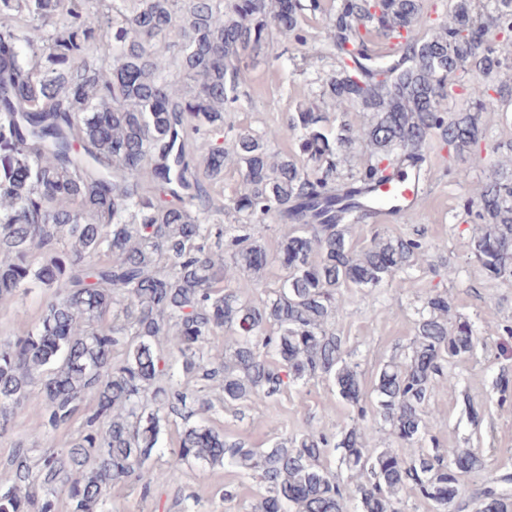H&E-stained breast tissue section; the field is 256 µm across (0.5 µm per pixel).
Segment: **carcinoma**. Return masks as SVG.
Wrapping results in <instances>:
<instances>
[{"label": "carcinoma", "mask_w": 512, "mask_h": 512, "mask_svg": "<svg viewBox=\"0 0 512 512\" xmlns=\"http://www.w3.org/2000/svg\"><path fill=\"white\" fill-rule=\"evenodd\" d=\"M317 9L318 0H0V300L32 288L51 297L31 331L0 343V422L35 384L47 430L84 416L67 449H15L0 512H55L61 494L70 512H108L112 485L150 490L163 426L202 417L217 401L263 402L320 377L365 416L359 364L327 324L343 288H404L397 275L426 244L377 234L356 248L352 229L367 218L355 214L359 196L385 180L382 162L420 157L433 133L458 158L479 141L493 107L482 78L512 66L495 47L512 31V0H485L480 13L473 0H454L453 24L431 37L421 33L422 0H341L330 43L353 67L340 66L328 93L371 122L335 134L305 108L262 136L238 133L226 152L224 111L239 100L241 55L261 53L275 32L299 37L304 11ZM46 26L42 48L33 33ZM374 33L395 41L393 54L369 48ZM166 55L171 74L160 66ZM455 85L468 103L447 113ZM290 132L308 164L271 152ZM360 143L374 162L336 183V156ZM228 157L246 185L233 208L253 222L214 228L209 186L224 178ZM463 207L483 224L471 255L511 285L512 169L494 170ZM269 218L289 227L272 257L262 244ZM271 258L283 275L268 289ZM241 271L259 301L235 287ZM449 311L446 296H428L410 352L375 375L373 413L397 447L371 450L358 429L341 427L346 478L321 464L322 434L253 448L188 424L168 451L169 479L192 461L232 467L264 484L259 512H348L352 501L358 512H398L406 487L449 512L462 484L448 462L463 459L475 473L482 457L472 448L406 457L428 434L444 364L479 340ZM511 483L506 475L479 489L476 512H512Z\"/></svg>", "instance_id": "carcinoma-1"}]
</instances>
